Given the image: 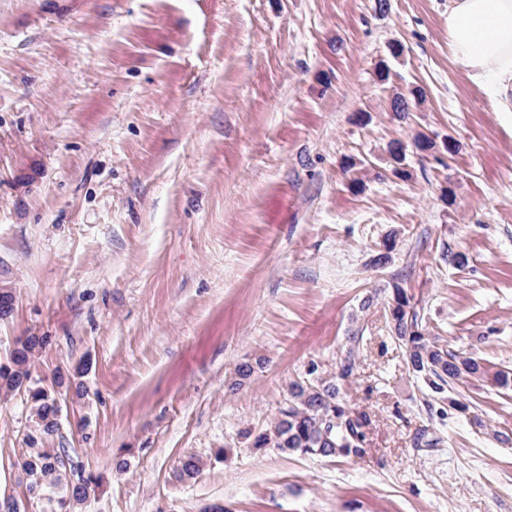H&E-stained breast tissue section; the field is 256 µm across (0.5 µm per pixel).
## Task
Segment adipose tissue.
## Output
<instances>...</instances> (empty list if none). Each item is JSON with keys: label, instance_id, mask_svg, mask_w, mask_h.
I'll use <instances>...</instances> for the list:
<instances>
[{"label": "adipose tissue", "instance_id": "ef3b65f1", "mask_svg": "<svg viewBox=\"0 0 512 512\" xmlns=\"http://www.w3.org/2000/svg\"><path fill=\"white\" fill-rule=\"evenodd\" d=\"M453 61L497 112L512 117V0H447Z\"/></svg>", "mask_w": 512, "mask_h": 512}]
</instances>
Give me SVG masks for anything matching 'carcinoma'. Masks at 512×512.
<instances>
[{
    "label": "carcinoma",
    "mask_w": 512,
    "mask_h": 512,
    "mask_svg": "<svg viewBox=\"0 0 512 512\" xmlns=\"http://www.w3.org/2000/svg\"><path fill=\"white\" fill-rule=\"evenodd\" d=\"M413 102L402 93L391 99V111L404 121L412 112ZM412 297L399 283L393 284L385 311L390 330L403 348L408 371L422 380L433 392L446 394L452 384L464 377L482 378L498 389L512 390V370H493L462 350L446 349L426 336L414 307ZM52 342L51 337L28 335L20 347L0 362V394L7 397L24 391L31 402L26 452L18 465L26 475V490L31 498L51 497L63 487L67 497L58 500L60 512H74L90 493L103 486V477L66 469L65 451L46 448L44 443L58 431L55 387L62 386L72 400L80 402L87 395L82 377L89 370L84 363L63 375L56 373L50 383L33 375L36 356ZM359 338L340 358L336 374L324 378L317 375L318 365L308 369V377L292 382L288 401L279 409L270 426L253 438L256 448H274L283 454H300L324 458H361L366 454L370 415L351 407L340 398V385L349 380L355 367ZM203 463L195 456L185 458L180 477L196 478Z\"/></svg>",
    "instance_id": "carcinoma-1"
}]
</instances>
